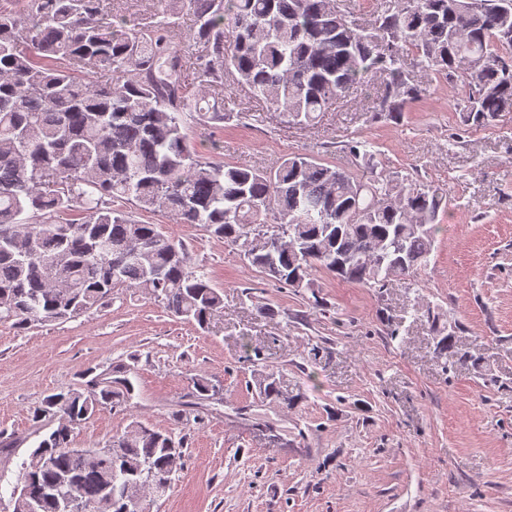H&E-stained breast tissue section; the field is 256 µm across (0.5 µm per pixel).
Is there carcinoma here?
<instances>
[{"label":"carcinoma","instance_id":"cac0c4a2","mask_svg":"<svg viewBox=\"0 0 512 512\" xmlns=\"http://www.w3.org/2000/svg\"><path fill=\"white\" fill-rule=\"evenodd\" d=\"M194 18L193 48L170 31ZM432 69L467 91L465 121L489 126L512 112V0H386L360 24L339 0H160L140 27L103 0H0V322L19 329L79 317L130 288L175 317L209 327L224 291L185 246L136 214L162 212L238 244L243 259L295 292L323 269L382 289L429 262L448 197L435 186L378 169L365 141L352 167L283 155L265 170L238 167L191 146L190 120L238 116L243 94L311 126L353 90L373 96L374 117L399 122L429 95L409 68ZM112 79L104 80L102 75ZM270 227L277 242L261 239ZM451 366L480 359L436 330ZM85 383L52 393L33 419L57 418L34 443L18 481L29 497L12 512H144L182 468L180 443L133 419L112 452L68 450L73 430L102 408L127 411L128 365L88 368ZM279 398L276 376L257 380Z\"/></svg>","mask_w":512,"mask_h":512}]
</instances>
